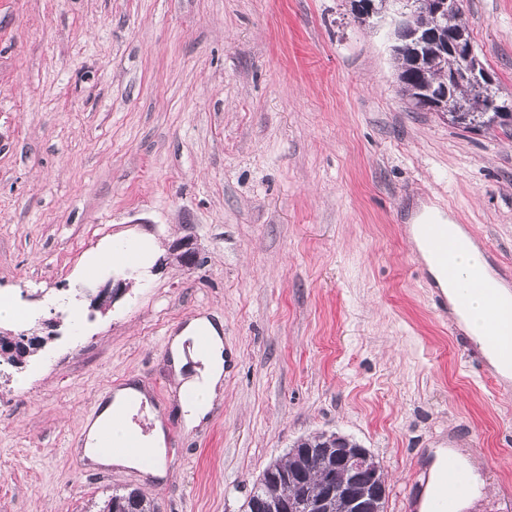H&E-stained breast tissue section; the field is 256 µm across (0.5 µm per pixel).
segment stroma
Here are the masks:
<instances>
[{"label": "stroma", "mask_w": 512, "mask_h": 512, "mask_svg": "<svg viewBox=\"0 0 512 512\" xmlns=\"http://www.w3.org/2000/svg\"><path fill=\"white\" fill-rule=\"evenodd\" d=\"M463 8L512 93V0ZM393 42L349 0H0V294L47 338L0 367V512H96L128 488L157 512H242L315 432L376 457L387 512L439 448L484 482L463 512H512V391L435 312L405 233L436 203L512 280V134L408 108ZM120 237L164 252L100 309L112 274L76 268ZM204 315L233 358L187 433L166 347ZM133 377L168 415L162 484L75 446Z\"/></svg>", "instance_id": "obj_1"}]
</instances>
